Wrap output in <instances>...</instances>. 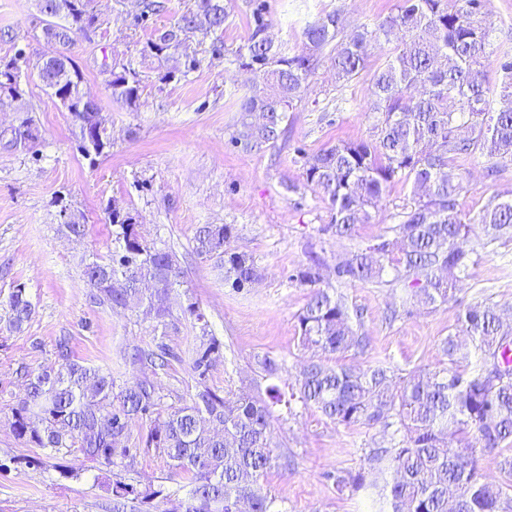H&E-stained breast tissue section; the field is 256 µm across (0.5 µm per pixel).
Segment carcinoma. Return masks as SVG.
I'll list each match as a JSON object with an SVG mask.
<instances>
[{"mask_svg":"<svg viewBox=\"0 0 512 512\" xmlns=\"http://www.w3.org/2000/svg\"><path fill=\"white\" fill-rule=\"evenodd\" d=\"M169 27L155 30L148 52L170 60L169 50L187 46L201 31L224 29L230 0H195ZM92 0H39L44 37L69 43L91 29L98 16ZM403 34L377 69L368 92V111L379 114L370 139L338 140L305 163L306 184L328 201L330 223L321 228L339 238L355 235L368 224L387 187L397 179L411 181L410 205L398 214L393 240L379 235L374 243L336 265L339 282L373 283L384 265L396 269L411 288L418 305L445 304L456 284L442 272L453 267L465 272L474 265L467 246L473 225L482 228L487 243L512 237V195H496L476 213H466L459 199L468 192L460 162L482 157L493 162L490 175L512 164V54L499 57L502 82L492 88L484 79L490 56L492 23L488 0H399L395 12L382 21L345 33L336 11L308 24L300 50L285 54L268 35L261 9L253 13L247 43L238 51L241 65L256 82L242 95L241 112L232 142L245 150L273 146L281 138L286 112L303 100L320 57L330 50L336 79L349 82L365 68L369 51ZM37 77L57 100L80 95L82 72L63 56L53 64L23 54L0 60V106L23 97L19 82ZM112 98L137 106L141 78L129 62H113L108 79ZM75 121L98 126L96 103L71 110ZM37 139L25 121L10 133H0L4 147ZM109 143L107 129H97L93 144H81L85 154H101ZM115 227L116 246L106 261L86 265L89 301L117 309L146 307L163 323L170 316L168 295L180 284L177 256L149 241L142 225L127 210L105 208ZM233 224H204L196 232V251L224 263V279L236 289L259 278L254 260L226 248ZM321 263L315 256L288 279L309 289L298 314L300 341L313 357L297 379L298 399L324 417L345 427L390 428L403 438L368 454L370 468L383 477L382 492L392 512H512V313L496 304H476L459 315L457 333L480 353L473 366L459 363L455 336L441 342L446 366L410 376L392 385L390 368L376 365L323 364L321 356L363 352L366 337L353 328L347 302L322 287ZM0 307L9 326L19 330L32 315L23 283L15 285ZM220 355L214 337L199 340L192 349V369L198 391L189 403L162 405L154 380L144 375L116 387L112 374L75 359L69 340L55 344V365L23 367L24 388L11 406L13 434L34 448L99 461L120 471L131 469L137 451L145 448L163 456L169 468L191 484L189 497L172 498L161 484H112V512H274V499L261 484L279 458L272 446L271 404L280 401L270 389L269 400L221 395L208 385ZM133 362L163 369L181 360L165 343L152 351H137ZM146 422V432L129 445L132 426ZM502 456L504 478L495 483L479 473V455ZM338 491L364 487L361 473L328 476Z\"/></svg>","mask_w":512,"mask_h":512,"instance_id":"obj_1","label":"carcinoma"}]
</instances>
